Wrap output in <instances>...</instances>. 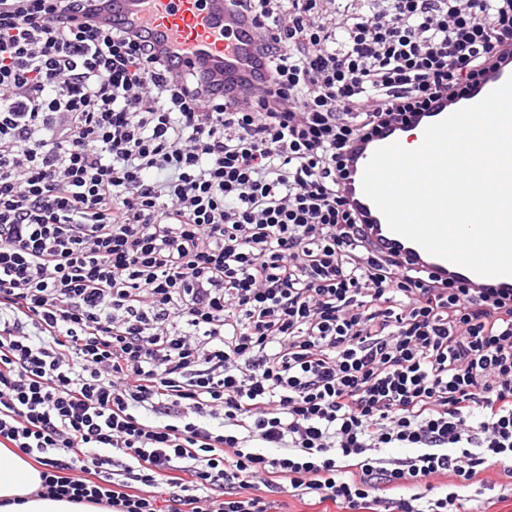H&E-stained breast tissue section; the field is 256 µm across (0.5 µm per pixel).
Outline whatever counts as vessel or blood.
Listing matches in <instances>:
<instances>
[{"instance_id":"b4317fda","label":"vessel or blood","mask_w":512,"mask_h":512,"mask_svg":"<svg viewBox=\"0 0 512 512\" xmlns=\"http://www.w3.org/2000/svg\"><path fill=\"white\" fill-rule=\"evenodd\" d=\"M99 19L106 25L130 29L145 36L159 52L171 58L177 71L198 69L216 78L249 80L259 66L248 13L228 11L224 0H112ZM511 77L510 68L488 73L460 100V107L480 102ZM403 140L404 135L398 128L381 130L368 142L366 149L358 151L350 168L352 194L370 222L379 225L380 240L391 247L403 243L404 238L386 225L383 214L364 194L361 180L373 151ZM443 269L470 284L483 281L482 276L461 266L433 258L430 272L436 274Z\"/></svg>"}]
</instances>
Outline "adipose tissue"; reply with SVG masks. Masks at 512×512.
<instances>
[{"mask_svg":"<svg viewBox=\"0 0 512 512\" xmlns=\"http://www.w3.org/2000/svg\"><path fill=\"white\" fill-rule=\"evenodd\" d=\"M40 471L11 449L0 447V512H106L94 504H74L39 496Z\"/></svg>","mask_w":512,"mask_h":512,"instance_id":"obj_1","label":"adipose tissue"}]
</instances>
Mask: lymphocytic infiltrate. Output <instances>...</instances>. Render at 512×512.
Instances as JSON below:
<instances>
[{
	"mask_svg": "<svg viewBox=\"0 0 512 512\" xmlns=\"http://www.w3.org/2000/svg\"><path fill=\"white\" fill-rule=\"evenodd\" d=\"M107 2L0 0V447L110 512H476L433 480L512 479V288L407 266L347 179L512 54V0H226L252 86ZM268 499L274 501L271 507L272 512H318L325 509L329 512H349L338 508L335 504L330 502L321 505H312L313 501L309 500V498L304 497V499H301L292 496L291 493H288V490L280 494L269 496Z\"/></svg>",
	"mask_w": 512,
	"mask_h": 512,
	"instance_id": "lymphocytic-infiltrate-1",
	"label": "lymphocytic infiltrate"
}]
</instances>
